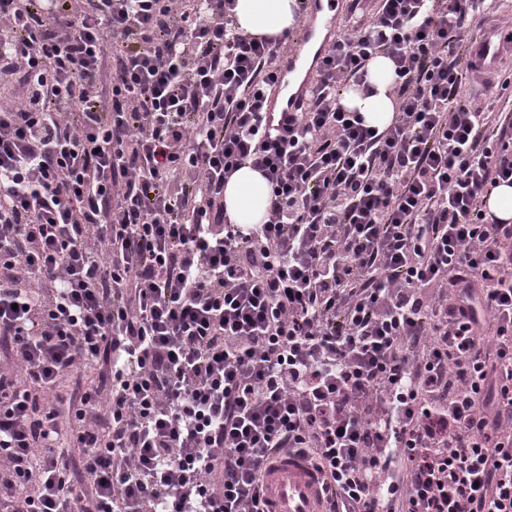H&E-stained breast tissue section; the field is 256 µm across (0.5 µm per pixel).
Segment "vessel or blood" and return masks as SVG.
I'll use <instances>...</instances> for the list:
<instances>
[{"label": "vessel or blood", "instance_id": "obj_1", "mask_svg": "<svg viewBox=\"0 0 512 512\" xmlns=\"http://www.w3.org/2000/svg\"><path fill=\"white\" fill-rule=\"evenodd\" d=\"M341 0H304L301 24L289 48L277 61V82L268 100L269 111L285 119L301 111L315 84L325 50L340 27ZM473 62L494 68L507 54L512 42L498 25L486 23L471 38ZM322 474L295 454L279 457L265 475L267 512H325Z\"/></svg>", "mask_w": 512, "mask_h": 512}]
</instances>
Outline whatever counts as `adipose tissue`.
<instances>
[{
    "label": "adipose tissue",
    "mask_w": 512,
    "mask_h": 512,
    "mask_svg": "<svg viewBox=\"0 0 512 512\" xmlns=\"http://www.w3.org/2000/svg\"><path fill=\"white\" fill-rule=\"evenodd\" d=\"M295 0H235L237 26L254 36L280 37L295 23ZM395 75L391 62L378 57L369 65L370 92L348 90L343 105L361 112L366 123L387 125L393 112L390 89ZM270 188L263 174L248 165L237 169L224 186V211L230 223L260 224L266 216Z\"/></svg>",
    "instance_id": "adipose-tissue-1"
}]
</instances>
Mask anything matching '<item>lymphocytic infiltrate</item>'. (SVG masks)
I'll use <instances>...</instances> for the list:
<instances>
[{
    "label": "lymphocytic infiltrate",
    "instance_id": "lymphocytic-infiltrate-1",
    "mask_svg": "<svg viewBox=\"0 0 512 512\" xmlns=\"http://www.w3.org/2000/svg\"><path fill=\"white\" fill-rule=\"evenodd\" d=\"M485 0H351L304 111L234 0H0V512H512V79ZM396 80L384 128L341 99ZM267 219L233 224L242 165ZM98 381L78 382L83 369ZM68 395H61L64 380ZM473 62L486 69L494 68L508 53L512 42L505 39V32L496 24L484 23L471 38ZM270 188L263 174L244 165L224 186V211L230 223L261 224L265 221ZM489 210L503 221L512 220V186L502 183L496 187L488 201ZM322 474L299 455L279 457L266 471V512H326Z\"/></svg>",
    "mask_w": 512,
    "mask_h": 512
}]
</instances>
